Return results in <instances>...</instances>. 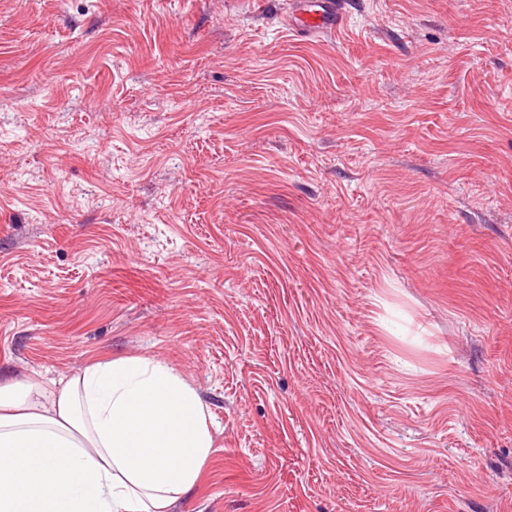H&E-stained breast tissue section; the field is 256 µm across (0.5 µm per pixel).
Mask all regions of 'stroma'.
<instances>
[{"label":"stroma","mask_w":512,"mask_h":512,"mask_svg":"<svg viewBox=\"0 0 512 512\" xmlns=\"http://www.w3.org/2000/svg\"><path fill=\"white\" fill-rule=\"evenodd\" d=\"M0 0V377L163 361L176 512H512V0ZM350 0H291L286 21L293 29L308 33H334L346 16Z\"/></svg>","instance_id":"stroma-1"}]
</instances>
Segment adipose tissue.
I'll return each instance as SVG.
<instances>
[{
  "label": "adipose tissue",
  "mask_w": 512,
  "mask_h": 512,
  "mask_svg": "<svg viewBox=\"0 0 512 512\" xmlns=\"http://www.w3.org/2000/svg\"><path fill=\"white\" fill-rule=\"evenodd\" d=\"M214 448L198 391L149 357L0 381V512H172Z\"/></svg>",
  "instance_id": "adipose-tissue-1"
}]
</instances>
